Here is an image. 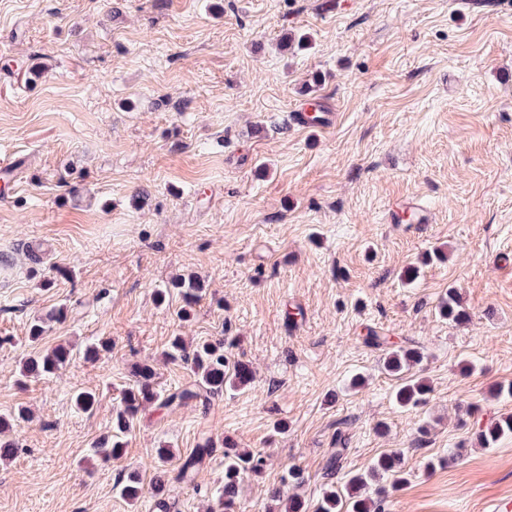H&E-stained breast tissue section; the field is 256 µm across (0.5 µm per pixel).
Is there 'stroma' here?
I'll use <instances>...</instances> for the list:
<instances>
[{"instance_id":"obj_1","label":"stroma","mask_w":512,"mask_h":512,"mask_svg":"<svg viewBox=\"0 0 512 512\" xmlns=\"http://www.w3.org/2000/svg\"><path fill=\"white\" fill-rule=\"evenodd\" d=\"M286 32L305 47L280 50ZM313 97L332 117L321 130L291 119ZM1 158L15 165L0 192V415L23 405L33 420L0 461V512H159L115 484L150 483L161 448L171 512H208L228 440L266 459L239 512H268L278 486L314 504L394 451L406 481L374 482L385 512L512 498V436L472 435L512 414L496 393L512 386V0H0ZM398 197L431 222L391 223ZM435 249L445 261L402 282ZM188 274L205 282L198 303L155 304ZM451 288L468 323L438 314ZM58 309L29 342L32 318ZM367 325L422 345L426 404L396 405ZM177 334L224 339L253 381L150 407L121 459L94 456L133 365L162 390L193 383L162 357ZM102 338L111 350L85 360ZM61 342L75 352L55 376H22ZM80 389L90 412L71 402ZM292 464L297 490L281 483ZM479 445L483 448L493 447L502 437L512 435V415L497 416L485 423H478L475 428Z\"/></svg>"}]
</instances>
